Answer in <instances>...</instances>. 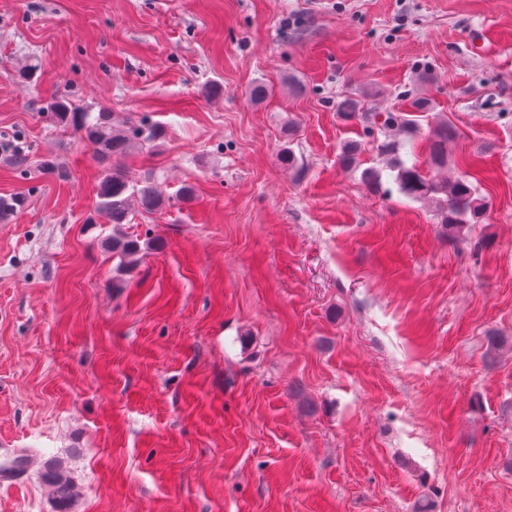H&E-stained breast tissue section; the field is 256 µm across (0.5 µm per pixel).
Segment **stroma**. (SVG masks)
<instances>
[{"mask_svg": "<svg viewBox=\"0 0 512 512\" xmlns=\"http://www.w3.org/2000/svg\"><path fill=\"white\" fill-rule=\"evenodd\" d=\"M423 70L489 203L458 238L338 162L339 101ZM55 98L162 127L122 165L171 204L97 222ZM0 142V512H55L51 457L75 512H512V0H0ZM117 229L153 243L120 288ZM28 464L29 459L24 448H0V484L9 485L18 482ZM40 479L55 504L56 512L74 511L81 496V488L64 461L59 458L46 460L42 465Z\"/></svg>", "mask_w": 512, "mask_h": 512, "instance_id": "35a3bbf8", "label": "stroma"}]
</instances>
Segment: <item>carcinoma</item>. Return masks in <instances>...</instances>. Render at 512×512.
Instances as JSON below:
<instances>
[{"mask_svg":"<svg viewBox=\"0 0 512 512\" xmlns=\"http://www.w3.org/2000/svg\"><path fill=\"white\" fill-rule=\"evenodd\" d=\"M427 82L428 77L422 76L420 93L413 98L411 109L406 112H364L361 101L352 97L339 103L338 112L344 120L363 119L364 137L372 139L379 155L395 172L394 181L399 192L409 199L432 204L437 223L445 225L449 233L456 235L469 224L482 223L488 207L486 197L466 177L451 179L444 175L448 170L451 145L457 137L456 128L445 120L429 127L426 140L430 165L436 176L424 175L416 164L410 165L402 158V154L414 148L420 137L417 114L434 110V103L424 88ZM52 107L59 126L97 145L96 158L105 165V170L98 184L96 211L105 223H131L135 203L141 210L152 212L169 202L156 179L149 177L132 183L120 165V159L136 142L156 143L161 140V128H136L126 122L119 125L110 112H91L75 107L65 99L55 100ZM364 151L365 142L362 140L344 143L339 154L340 166L344 169L355 167ZM149 245L148 241L128 235H114L106 242L112 257L119 259L117 270L121 273L136 269ZM40 479L55 504L56 512H74L81 488L64 461L59 458L46 460Z\"/></svg>","mask_w":512,"mask_h":512,"instance_id":"obj_1","label":"carcinoma"}]
</instances>
